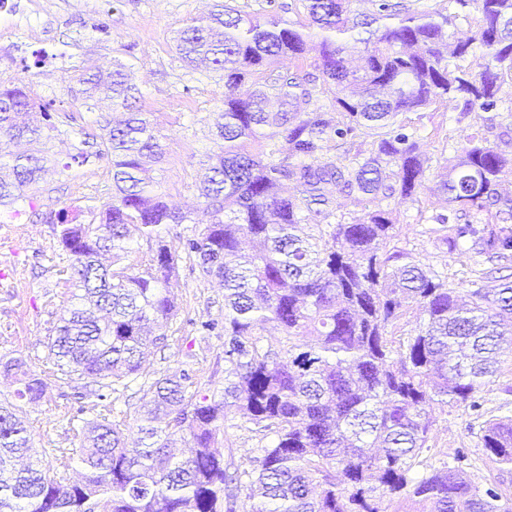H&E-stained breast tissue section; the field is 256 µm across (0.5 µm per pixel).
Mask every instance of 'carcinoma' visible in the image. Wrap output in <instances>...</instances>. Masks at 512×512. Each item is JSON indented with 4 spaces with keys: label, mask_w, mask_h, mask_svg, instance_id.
Returning a JSON list of instances; mask_svg holds the SVG:
<instances>
[{
    "label": "carcinoma",
    "mask_w": 512,
    "mask_h": 512,
    "mask_svg": "<svg viewBox=\"0 0 512 512\" xmlns=\"http://www.w3.org/2000/svg\"><path fill=\"white\" fill-rule=\"evenodd\" d=\"M303 2L320 39L307 72L275 67L302 57L313 37L283 19L275 0L262 21L222 4L173 37L183 63H204L224 83L222 106L207 118L217 149L201 162L195 209L171 206L149 176L167 149L159 116L142 111L135 65L89 63L75 77L83 107L124 118L104 119L94 150L85 131L75 132L64 167L106 160L112 196L87 222L66 209L54 215L66 255L55 270L71 305L51 329L48 366L37 372L23 357L0 355V373L17 385L0 401V512H237L243 490L257 496L251 512H512L502 489L512 476V415L480 429L497 477L472 481L463 449L414 471L428 451L434 406L481 414L477 394L498 371L497 351L512 344V281L464 299L436 270L392 266L405 253L386 250L391 212L344 223L329 192L414 200L426 167L404 114L443 98L468 113L498 110L512 76V0H473L478 30L446 56L438 48L453 21L445 8L374 0L373 13L361 16L351 14V0ZM476 43L488 57L478 75L457 64ZM32 85L0 80V142L30 145L0 152L5 210L58 171L47 148L58 131L54 102ZM318 86L329 104L313 103ZM488 129L512 146L508 118ZM330 141L347 164L325 156ZM445 169L448 211L432 217L440 243L452 252L467 241L490 263L512 257V195L500 191L512 155L476 133ZM288 183L297 194H280ZM169 224L186 225L176 245L165 240ZM135 235L151 253L131 263ZM183 260L224 288V317L199 324L224 337L219 396L197 388L192 369L138 382L145 350L167 347L153 329L176 316L167 288ZM410 306L423 325L396 341L389 326ZM269 322L283 332L277 351L262 344ZM52 377L72 389L63 419L76 448L33 447L21 416V403L40 400ZM131 390L146 399L138 448L126 447L124 421L113 419L112 395ZM89 410L91 420L83 418ZM232 412L271 436L243 470L230 469L218 447ZM178 436L191 442L190 454L172 453ZM75 462L80 480L70 476Z\"/></svg>",
    "instance_id": "carcinoma-1"
}]
</instances>
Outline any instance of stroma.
<instances>
[{"label": "stroma", "instance_id": "obj_1", "mask_svg": "<svg viewBox=\"0 0 512 512\" xmlns=\"http://www.w3.org/2000/svg\"><path fill=\"white\" fill-rule=\"evenodd\" d=\"M211 4L212 0H0V78L21 76L23 63H32L35 92L43 99L63 102L57 120L61 133L49 147L55 158L66 163L73 151L71 129L100 131L99 112L87 111L71 94L77 86V70L89 61L106 66L116 57L135 63L144 93L142 105L159 113L168 144L167 160L153 176L172 205L194 208L198 199L193 183L200 173L199 162L215 148L206 116L221 106L224 86L206 72L185 68L172 37L187 20L207 13ZM41 50L47 57L39 64L35 54ZM422 114L416 141L427 170L415 201L399 205L366 198L357 203L339 193L336 215L348 223L371 210L391 211L390 251L410 254L417 264L443 272L449 285L460 292L492 287L487 264L471 251L451 253L439 246L430 224L431 216L446 209L437 184L447 158L453 157L454 146L463 145L467 135L483 127L486 115L462 114L460 103L453 99L436 101ZM111 193L110 167L102 160L48 177L36 187L32 207L18 216L0 213V355L21 356L36 364L45 361L50 330L70 305L55 274L56 227L47 222L46 213L62 208L83 213L101 206ZM170 293L179 312L162 327L169 347L150 355L143 379L174 374L189 363L203 390L222 391L224 340L199 336L196 325L221 312L223 288L201 280L183 263ZM67 391L66 385L52 379L40 401L24 405L34 447L76 446L66 422L60 419ZM479 397L483 404L479 418L462 406L435 408L423 464L448 460L456 449L464 448L472 459V479L478 483L488 479L478 434L483 419L512 415L511 348L501 352L499 371ZM262 438L257 427L237 417L219 443L226 459L244 465Z\"/></svg>", "mask_w": 512, "mask_h": 512}]
</instances>
